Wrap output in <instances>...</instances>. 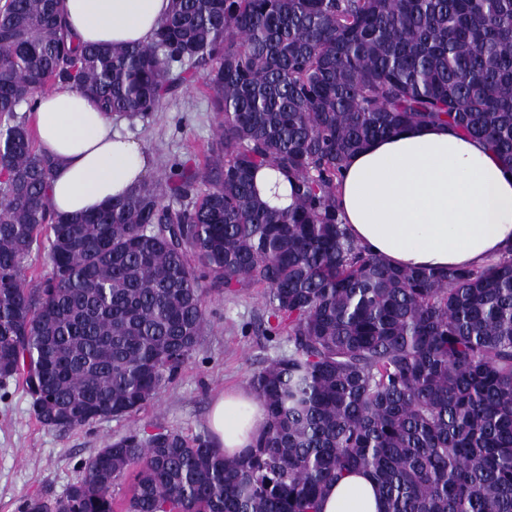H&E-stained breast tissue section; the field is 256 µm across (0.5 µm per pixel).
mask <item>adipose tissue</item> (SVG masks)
I'll return each instance as SVG.
<instances>
[{"label": "adipose tissue", "instance_id": "1", "mask_svg": "<svg viewBox=\"0 0 512 512\" xmlns=\"http://www.w3.org/2000/svg\"><path fill=\"white\" fill-rule=\"evenodd\" d=\"M170 0H63L79 43H145ZM39 149L56 162L48 195L55 213L100 209L143 179L145 149L111 114L70 85L38 95L31 115ZM353 238L398 268L483 267L512 250V170L482 142L445 124L408 126L353 155L336 188ZM263 405L241 391L211 414L214 447L234 455L253 445ZM370 476L353 472L332 485L321 512H379Z\"/></svg>", "mask_w": 512, "mask_h": 512}]
</instances>
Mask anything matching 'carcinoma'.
Instances as JSON below:
<instances>
[{
    "instance_id": "obj_1",
    "label": "carcinoma",
    "mask_w": 512,
    "mask_h": 512,
    "mask_svg": "<svg viewBox=\"0 0 512 512\" xmlns=\"http://www.w3.org/2000/svg\"><path fill=\"white\" fill-rule=\"evenodd\" d=\"M206 71L222 114L207 170L147 177L56 215L55 162L24 113L59 83L134 123ZM480 139L512 169V0H172L148 44L81 45L60 0L0 6V382L73 429L139 411L207 327V299L261 288L288 353L249 385L267 425L228 456L207 434L133 429L23 512H320L351 472L382 512H512V251L400 269L349 234L348 160L415 124ZM294 181L280 211L257 195ZM176 204L165 203V198ZM51 271L22 270L39 237ZM255 184L260 197L270 206L288 209L292 203L291 188L288 180L281 173L263 167L255 174Z\"/></svg>"
}]
</instances>
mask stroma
<instances>
[{"label":"stroma","mask_w":512,"mask_h":512,"mask_svg":"<svg viewBox=\"0 0 512 512\" xmlns=\"http://www.w3.org/2000/svg\"><path fill=\"white\" fill-rule=\"evenodd\" d=\"M220 120L200 74L158 112L123 123L122 129L150 155V175L167 176L176 162L204 168ZM207 316L200 345L174 382L158 400L125 418L50 429L36 420L21 382L0 383V512H22L33 497L61 496L99 448L129 429L165 426L189 437L208 431L214 399L247 387L255 370L288 351L287 340H269L266 309L256 290L211 299Z\"/></svg>","instance_id":"stroma-1"}]
</instances>
